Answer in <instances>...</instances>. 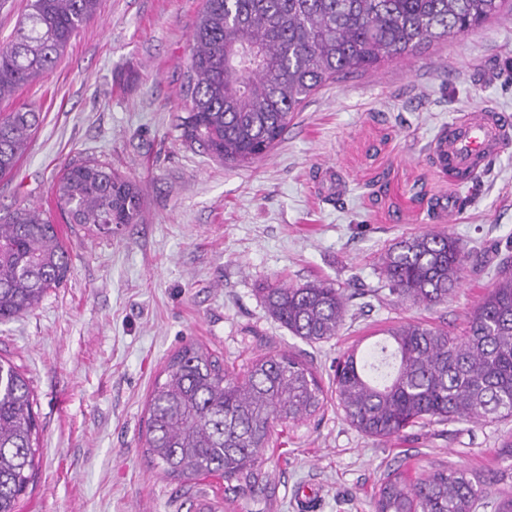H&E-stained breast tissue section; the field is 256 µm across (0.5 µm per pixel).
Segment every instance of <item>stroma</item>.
<instances>
[{"label":"stroma","mask_w":512,"mask_h":512,"mask_svg":"<svg viewBox=\"0 0 512 512\" xmlns=\"http://www.w3.org/2000/svg\"><path fill=\"white\" fill-rule=\"evenodd\" d=\"M204 0H101L55 67L0 112L35 107L43 121L9 176L0 216L29 206L61 216L52 181L94 158L135 183L143 220L96 236L63 227L71 261L62 287L0 323V357L35 397L33 483L17 512H372L388 467L483 472L512 440V420L417 426L386 442L347 422L335 403L276 428L259 500L224 502V481L165 476L143 446L145 406L170 355L187 343L242 368L256 355L302 352L323 379L336 356L368 350L387 328L421 321L461 331L512 256V141L474 180L453 184L434 146L464 114L496 107L512 122V15L406 60L351 74L312 96L281 143L249 166L187 147L174 128ZM436 228L469 252L447 303L392 300L381 273L399 239ZM333 283L350 294L338 337L307 344L267 317L269 281Z\"/></svg>","instance_id":"1"}]
</instances>
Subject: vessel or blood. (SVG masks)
Masks as SVG:
<instances>
[{"label": "vessel or blood", "mask_w": 512, "mask_h": 512, "mask_svg": "<svg viewBox=\"0 0 512 512\" xmlns=\"http://www.w3.org/2000/svg\"><path fill=\"white\" fill-rule=\"evenodd\" d=\"M512 128L505 125L497 112L484 110L453 123L436 145L448 169L450 179L476 174L497 154Z\"/></svg>", "instance_id": "obj_1"}]
</instances>
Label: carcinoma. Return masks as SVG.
Masks as SVG:
<instances>
[{"label":"carcinoma","instance_id":"obj_1","mask_svg":"<svg viewBox=\"0 0 512 512\" xmlns=\"http://www.w3.org/2000/svg\"><path fill=\"white\" fill-rule=\"evenodd\" d=\"M99 0H29L12 39L0 46V101L55 66ZM512 9V0H205L176 128L187 144L245 166L269 155L307 100L325 86L385 62L404 60L476 29ZM40 112H0V177L28 150ZM51 194L66 223L90 234L137 224L139 189L96 159L68 165ZM466 251L445 230L397 242L382 272L395 302L431 308L459 287ZM70 273L60 225L19 207L0 218V321L35 309ZM269 317L312 344L339 335L348 297L324 281L267 283ZM330 392L345 419L377 441L431 423L512 419V260L470 314L464 333L421 322L385 331L376 348L336 356ZM166 378L147 403L145 448L163 473L183 481L224 479L227 501L264 493L262 457L275 429L318 413L327 390L313 366L291 352L258 355L241 373L207 348L187 344L170 356ZM34 394L20 369L0 358V512L33 475ZM497 479L466 468L410 478L401 467L375 487L373 512H477L483 486Z\"/></svg>","mask_w":512,"mask_h":512}]
</instances>
